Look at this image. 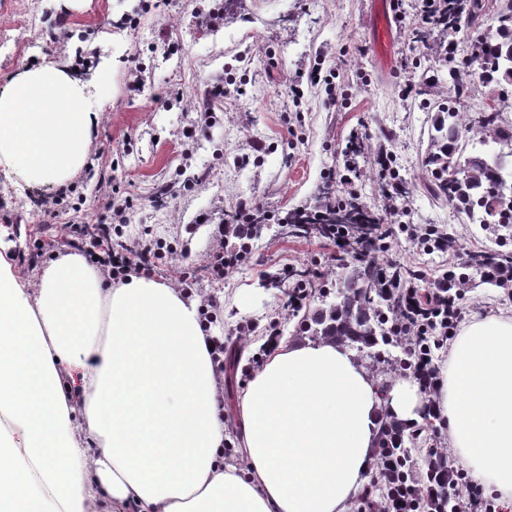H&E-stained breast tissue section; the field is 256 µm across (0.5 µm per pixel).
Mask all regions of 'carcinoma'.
Here are the masks:
<instances>
[{
    "instance_id": "1",
    "label": "carcinoma",
    "mask_w": 512,
    "mask_h": 512,
    "mask_svg": "<svg viewBox=\"0 0 512 512\" xmlns=\"http://www.w3.org/2000/svg\"><path fill=\"white\" fill-rule=\"evenodd\" d=\"M483 0H441L435 19L429 27L416 31V39L430 45L433 35L439 36L436 47L448 48L446 39L482 25ZM449 70L450 96L448 103H439L434 120L435 134L425 158L429 179L427 193L435 200H445L471 223L481 224L497 237L506 232L512 237V221L504 222V212H512V185L507 184L503 171L512 165V122L503 119V112L489 106L471 113L462 122L457 103L472 93L466 76L474 74L479 81L494 89L500 84H512V0H502L496 24L478 35L466 56ZM321 210L316 218L304 209L288 214L284 224L296 235L313 230L327 237L332 228L346 226L354 243L365 249H378L382 242L379 220L365 210L356 196L336 197L328 185L320 189ZM472 266L479 269L483 282L499 286L486 274V267L512 268V253L484 250L475 255ZM310 289V298L317 305L307 316L304 332L313 341L332 342L356 352L369 360L376 393L385 400L391 383L387 369H404L408 349L396 322L397 304L382 288L375 263L362 258L346 267L336 295L317 289L303 273H291ZM378 448L395 460L393 475L405 477L415 459L405 442L420 440L422 430L407 431V426L381 412L378 420ZM389 485L370 479L359 498L357 512H364L374 501L387 498Z\"/></svg>"
}]
</instances>
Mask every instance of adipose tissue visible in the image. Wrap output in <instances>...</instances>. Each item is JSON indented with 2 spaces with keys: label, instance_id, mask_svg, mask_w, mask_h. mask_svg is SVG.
Returning <instances> with one entry per match:
<instances>
[{
  "label": "adipose tissue",
  "instance_id": "1",
  "mask_svg": "<svg viewBox=\"0 0 512 512\" xmlns=\"http://www.w3.org/2000/svg\"><path fill=\"white\" fill-rule=\"evenodd\" d=\"M88 86L54 63L0 92V165L58 183L82 165L97 121ZM197 300L135 275L103 283L75 254L21 280L0 251V512H350L380 411L424 408L471 477L512 505V317L463 325L434 399L415 379L380 401L331 342L279 341L239 408L241 465L224 424Z\"/></svg>",
  "mask_w": 512,
  "mask_h": 512
}]
</instances>
